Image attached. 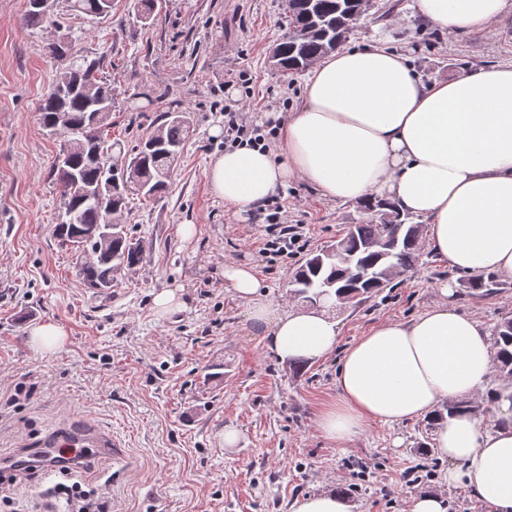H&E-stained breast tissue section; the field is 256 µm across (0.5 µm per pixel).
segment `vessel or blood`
<instances>
[{
  "instance_id": "b4317fda",
  "label": "vessel or blood",
  "mask_w": 512,
  "mask_h": 512,
  "mask_svg": "<svg viewBox=\"0 0 512 512\" xmlns=\"http://www.w3.org/2000/svg\"><path fill=\"white\" fill-rule=\"evenodd\" d=\"M124 446L111 432L92 424L63 423L21 443L15 457L0 458V475L52 463L62 468L100 459L121 460Z\"/></svg>"
}]
</instances>
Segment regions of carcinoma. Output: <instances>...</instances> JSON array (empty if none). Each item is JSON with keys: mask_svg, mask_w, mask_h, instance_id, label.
<instances>
[{"mask_svg": "<svg viewBox=\"0 0 512 512\" xmlns=\"http://www.w3.org/2000/svg\"><path fill=\"white\" fill-rule=\"evenodd\" d=\"M98 0H67L71 11L99 16ZM284 33L294 37L280 42L279 69L298 72L317 59L341 48L360 24L357 0H285ZM76 84L55 85L36 103L41 124L65 117L60 129L64 143L59 155L65 165L55 166L62 209L72 213V223L55 226V236L82 254L80 273L89 287L106 293L118 274L134 269L143 259L144 246L126 232L125 225L105 229L112 214L122 213L130 198L161 199L168 190L173 165L189 133L182 112H164L152 133L126 154L124 164L112 174L115 144L104 136L112 112V84L99 77V63L73 61L68 70ZM102 116L94 119V113ZM112 181V195L101 204L88 197L90 187ZM361 207L380 214L385 223L370 219L356 224L339 241L340 257L319 250L296 268L291 293L315 306L325 289H336V300L359 303L377 295L400 275L415 271L425 256L423 224L413 221L392 203L375 198ZM493 348L497 371L512 375V318L495 326Z\"/></svg>", "mask_w": 512, "mask_h": 512, "instance_id": "1", "label": "carcinoma"}]
</instances>
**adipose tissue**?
Returning a JSON list of instances; mask_svg holds the SVG:
<instances>
[{
  "mask_svg": "<svg viewBox=\"0 0 512 512\" xmlns=\"http://www.w3.org/2000/svg\"><path fill=\"white\" fill-rule=\"evenodd\" d=\"M417 10L440 32L480 34L512 0H417ZM277 135V150L236 145L210 160L209 188L225 207L255 212L295 179L334 202L379 197L424 217L430 248L455 272L512 278V63L426 83L401 53L343 48L311 66ZM224 280L280 360L335 350L326 311L335 296L281 310L250 266H225ZM440 294V305L348 348L339 392L318 417L327 440L348 443L371 421L430 417L485 388L495 368L488 334L455 310L453 288ZM491 409L489 425L468 412L438 421L430 450L450 461L449 484L469 486L490 512H512V388L494 393Z\"/></svg>",
  "mask_w": 512,
  "mask_h": 512,
  "instance_id": "adipose-tissue-1",
  "label": "adipose tissue"
}]
</instances>
